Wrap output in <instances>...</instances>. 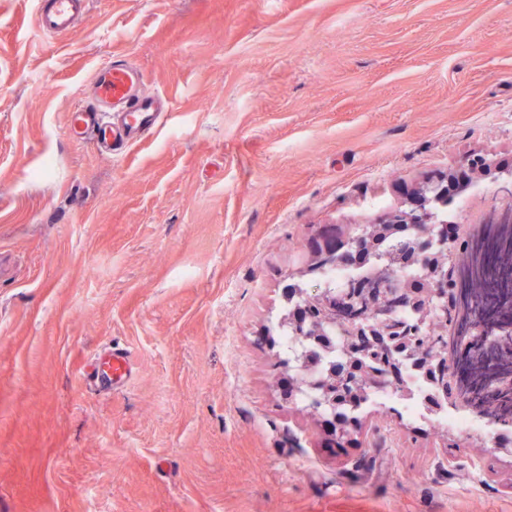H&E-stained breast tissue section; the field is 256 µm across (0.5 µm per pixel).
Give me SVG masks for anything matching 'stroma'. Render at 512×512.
I'll return each instance as SVG.
<instances>
[{
	"label": "stroma",
	"mask_w": 512,
	"mask_h": 512,
	"mask_svg": "<svg viewBox=\"0 0 512 512\" xmlns=\"http://www.w3.org/2000/svg\"><path fill=\"white\" fill-rule=\"evenodd\" d=\"M0 0V512H512L511 440L388 406L350 444L285 402L310 238L512 166V0ZM120 55L174 110L122 160L67 137ZM121 349L109 390L89 364ZM87 3L88 0H46L36 13L37 29L48 35L70 34L87 10Z\"/></svg>",
	"instance_id": "stroma-1"
}]
</instances>
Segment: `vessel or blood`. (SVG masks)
I'll list each match as a JSON object with an SVG mask.
<instances>
[{
	"instance_id": "b4317fda",
	"label": "vessel or blood",
	"mask_w": 512,
	"mask_h": 512,
	"mask_svg": "<svg viewBox=\"0 0 512 512\" xmlns=\"http://www.w3.org/2000/svg\"><path fill=\"white\" fill-rule=\"evenodd\" d=\"M87 3L88 0H45L36 14V26L48 35L69 34L86 11ZM170 104L164 92L147 87L140 68L115 57L95 69L82 101L72 109L67 134L74 140L91 141L96 149L120 158L133 143L165 121ZM128 363L126 352H111L92 364L90 377L101 387H112L126 378Z\"/></svg>"
}]
</instances>
